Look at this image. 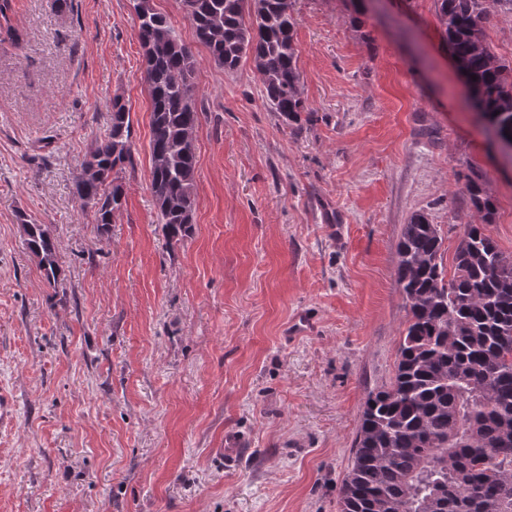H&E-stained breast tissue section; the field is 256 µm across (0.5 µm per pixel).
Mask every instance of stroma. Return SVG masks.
Listing matches in <instances>:
<instances>
[{
	"label": "stroma",
	"instance_id": "35a3bbf8",
	"mask_svg": "<svg viewBox=\"0 0 512 512\" xmlns=\"http://www.w3.org/2000/svg\"><path fill=\"white\" fill-rule=\"evenodd\" d=\"M196 60L193 230L151 192L150 99L130 0H13L0 44V512H339L369 392L393 381L407 307L397 244L418 213L445 259L484 222L512 258V159L488 140L434 0H294L299 128L251 59L227 73L180 0H152ZM486 40L512 64V12ZM133 165L107 232L74 177L113 99ZM49 229L50 286L19 218ZM314 324L288 336L300 315ZM249 454L225 471L217 450Z\"/></svg>",
	"mask_w": 512,
	"mask_h": 512
}]
</instances>
